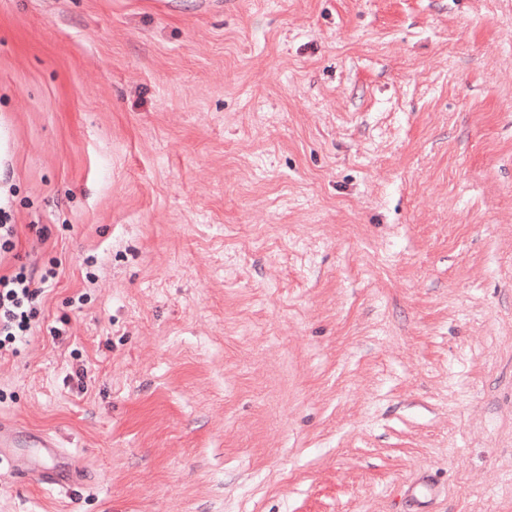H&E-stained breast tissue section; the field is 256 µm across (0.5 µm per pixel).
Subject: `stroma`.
<instances>
[{"mask_svg":"<svg viewBox=\"0 0 512 512\" xmlns=\"http://www.w3.org/2000/svg\"><path fill=\"white\" fill-rule=\"evenodd\" d=\"M0 166V512H512V0H0ZM19 224H14L9 207L2 206L0 191V264L11 260L6 273H0V358L13 355L17 347L43 319V299L48 290L65 275L62 260L52 258L48 264L37 267L19 261L21 247ZM6 458L12 466V470L17 478L20 479H35L43 485L50 487L53 486H67L71 489L72 486H78L83 483V474L80 470H76L74 476L69 482L59 483L56 470L51 466L38 467L31 461L30 456L19 451L18 438L14 430L0 422V461Z\"/></svg>","mask_w":512,"mask_h":512,"instance_id":"1","label":"stroma"}]
</instances>
